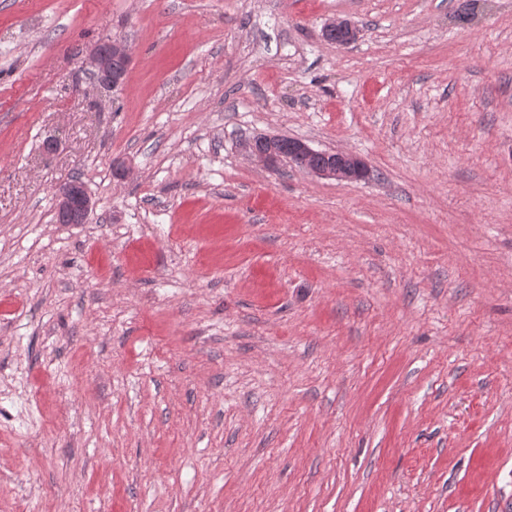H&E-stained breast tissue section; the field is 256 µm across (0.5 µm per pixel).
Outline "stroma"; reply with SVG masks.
Returning a JSON list of instances; mask_svg holds the SVG:
<instances>
[{
	"label": "stroma",
	"instance_id": "obj_1",
	"mask_svg": "<svg viewBox=\"0 0 512 512\" xmlns=\"http://www.w3.org/2000/svg\"><path fill=\"white\" fill-rule=\"evenodd\" d=\"M0 512H512V0H0ZM338 31L344 33V39L342 42H340V44L348 45L357 40L360 30L354 22L348 19L333 18L326 22L324 26V34L326 36L334 34ZM117 59L123 60L126 65H128L130 59V50L121 41L109 42L106 48L99 46L90 54L85 65L88 66L94 81L100 87L112 88L121 81L122 74L117 72L114 67ZM280 137H264L260 143L265 145V148L260 150L255 140L246 142L243 147L248 155L256 161L262 163L264 166L274 168L281 161L282 156L275 148L279 143ZM291 150L295 155L322 158V161L307 168L309 172L320 176L337 181H357L364 179L367 175L365 162L350 153L315 150L307 142L297 138L292 140ZM76 183H69L62 187L57 194V207L58 210L65 211L73 207L75 203L79 204L84 221L93 210L94 203L92 197L86 188L82 187L81 181L74 180ZM84 185V184H83ZM57 212V221L61 224H78L75 223V215L71 213Z\"/></svg>",
	"mask_w": 512,
	"mask_h": 512
}]
</instances>
